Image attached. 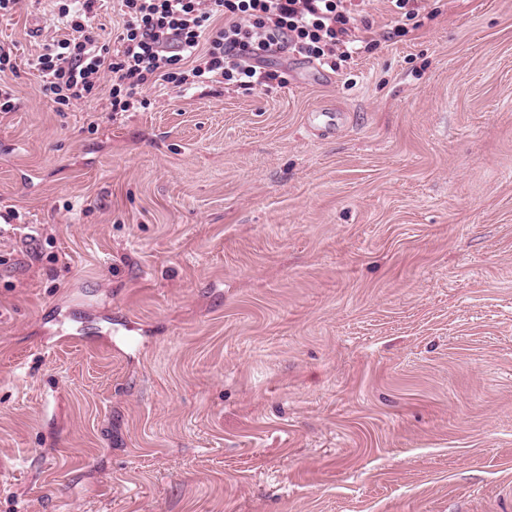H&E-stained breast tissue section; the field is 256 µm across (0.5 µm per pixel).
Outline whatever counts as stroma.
Returning <instances> with one entry per match:
<instances>
[{
  "mask_svg": "<svg viewBox=\"0 0 512 512\" xmlns=\"http://www.w3.org/2000/svg\"><path fill=\"white\" fill-rule=\"evenodd\" d=\"M439 7L118 114L0 17V512H512V0Z\"/></svg>",
  "mask_w": 512,
  "mask_h": 512,
  "instance_id": "1",
  "label": "stroma"
}]
</instances>
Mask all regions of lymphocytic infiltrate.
<instances>
[{"label":"lymphocytic infiltrate","instance_id":"1","mask_svg":"<svg viewBox=\"0 0 512 512\" xmlns=\"http://www.w3.org/2000/svg\"><path fill=\"white\" fill-rule=\"evenodd\" d=\"M97 2L57 0L54 19L70 34L45 43L36 58L40 93L58 111L105 84L113 112L148 108L159 86L268 88L281 78L269 57L288 53L333 69L358 53L372 28L369 0H122L126 20L113 50L94 27Z\"/></svg>","mask_w":512,"mask_h":512}]
</instances>
